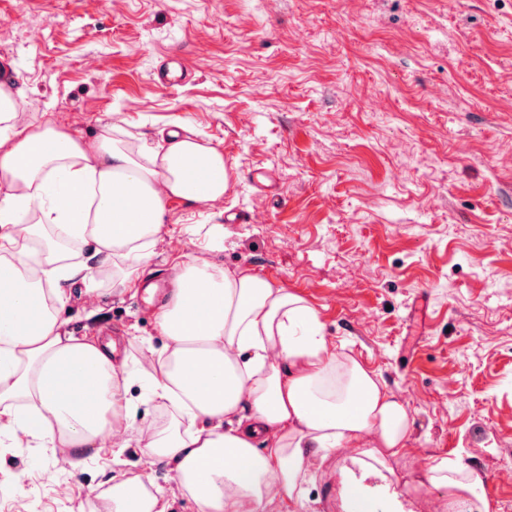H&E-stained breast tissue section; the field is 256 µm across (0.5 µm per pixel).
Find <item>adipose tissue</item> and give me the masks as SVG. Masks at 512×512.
<instances>
[{"label":"adipose tissue","mask_w":512,"mask_h":512,"mask_svg":"<svg viewBox=\"0 0 512 512\" xmlns=\"http://www.w3.org/2000/svg\"><path fill=\"white\" fill-rule=\"evenodd\" d=\"M21 106L14 84H1L0 419L10 446L67 448L78 470L91 453L121 452L135 439L169 465L195 512H265L275 500L306 512L315 457L357 443L340 469L345 512H405L396 496L379 507L366 480L405 452L408 406L337 353L304 298L258 274L178 263L157 319L166 342L140 357L145 399L171 420H135L111 345L63 328L65 285L81 281L89 297L105 273L116 289L142 285L168 201L223 198L224 155L175 130L162 151H130L108 128L88 143L26 123ZM45 226L53 244L37 258L31 245ZM60 243L92 254L71 261ZM428 480L447 490V512H490L482 478L462 462L432 458ZM173 503L143 477L112 481L113 512H172Z\"/></svg>","instance_id":"1"}]
</instances>
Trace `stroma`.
<instances>
[{"label": "stroma", "mask_w": 512, "mask_h": 512, "mask_svg": "<svg viewBox=\"0 0 512 512\" xmlns=\"http://www.w3.org/2000/svg\"><path fill=\"white\" fill-rule=\"evenodd\" d=\"M0 53L33 124L149 147L177 124L223 151L222 200L168 202L153 278L193 254L302 296L408 405L391 468L411 512L447 500L437 456L512 512V0H0ZM174 61L187 80L160 84ZM98 288L61 320L143 375L156 309ZM63 457L0 446V512H112L113 477L171 484L136 447ZM343 457L316 459L311 512H342Z\"/></svg>", "instance_id": "stroma-1"}]
</instances>
